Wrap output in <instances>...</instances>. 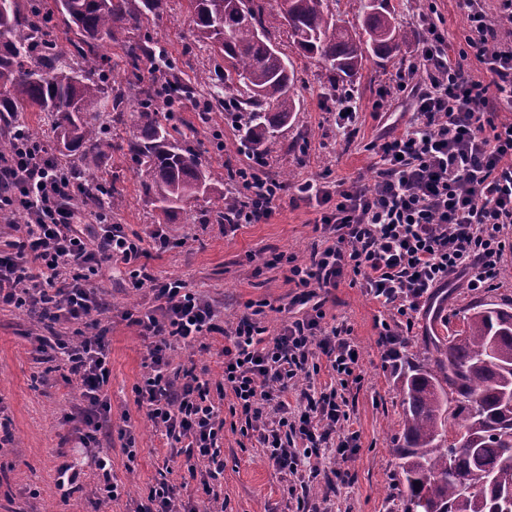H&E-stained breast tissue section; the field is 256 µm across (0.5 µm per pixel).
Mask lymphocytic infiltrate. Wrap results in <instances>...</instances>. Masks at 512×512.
I'll use <instances>...</instances> for the list:
<instances>
[{
  "label": "lymphocytic infiltrate",
  "instance_id": "f902f5d3",
  "mask_svg": "<svg viewBox=\"0 0 512 512\" xmlns=\"http://www.w3.org/2000/svg\"><path fill=\"white\" fill-rule=\"evenodd\" d=\"M490 12L486 0H459L465 17L464 46L451 52L436 22L421 17L422 38L410 64L379 90L406 92L417 75L426 86L415 93L412 119L405 130L374 148L380 175L374 186L314 179L293 183L265 176L256 166L234 174L241 191L235 215L224 230L271 217L288 193L329 204L315 224L322 243L299 263L270 254L265 263L288 266L294 284L289 307H302L278 330L264 324L265 305L255 302L224 337V376L217 386L233 403L222 411L210 397L208 380L193 370L173 373L169 352L193 350L200 336L215 328L217 310L179 279H158L140 266L148 250L166 251L173 242L163 227L128 237L120 225L76 202L69 173L49 155L44 141L13 131L15 146L0 155V213L21 210L20 240L0 249V306H41L52 323L85 324L105 302L88 285L87 272L120 264L133 286L150 285L157 308L127 312L151 344L145 372L134 392L136 402L170 447L179 448L191 478L206 493L224 473L219 440L225 414L238 416L242 434L255 437L280 474L287 476L291 512H320L311 494L318 478L342 482L344 470H330L328 452L348 459L359 436L349 427L344 390L356 381L360 355L349 332L323 327L320 290L349 280L392 312L381 324L382 358L397 361L401 330H412L413 315L450 279L479 294L497 286L512 241V42H503L504 24L512 25V0H498ZM475 59L480 76L463 69ZM38 350L61 361L65 380H77L81 406L69 415L75 441L89 452L98 475L95 489L118 499L112 458L98 446L97 434L111 411L104 389L109 381V345L104 333H80L77 339L36 336ZM332 382L316 388L321 371ZM134 512H212L179 499L165 483L150 489Z\"/></svg>",
  "mask_w": 512,
  "mask_h": 512
}]
</instances>
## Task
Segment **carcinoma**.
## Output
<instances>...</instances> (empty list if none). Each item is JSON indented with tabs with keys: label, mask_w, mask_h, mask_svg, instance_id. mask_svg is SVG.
Listing matches in <instances>:
<instances>
[{
	"label": "carcinoma",
	"mask_w": 512,
	"mask_h": 512,
	"mask_svg": "<svg viewBox=\"0 0 512 512\" xmlns=\"http://www.w3.org/2000/svg\"><path fill=\"white\" fill-rule=\"evenodd\" d=\"M8 0L0 12V121L18 107L43 112L57 142L80 153L71 169L86 202L113 204V184L92 168L112 149L108 118L127 110L129 97L112 85L115 70L136 91L138 134L127 154L144 193L168 220L207 187L193 151L175 136L170 113L157 111L163 94L191 97L206 90L214 104L229 97L239 111V132L269 149L297 111L291 93L294 67L269 37L288 28L299 54L325 64L331 81L350 77L374 55L391 59L402 36L387 0H358L359 26L337 23L331 0H189L193 36L210 47L213 72L185 76L159 41L141 34L143 22L165 13L167 0ZM60 13L70 48L46 38L47 21ZM117 44L119 61L104 53ZM158 75L145 80L142 64ZM425 350L399 361L403 414L398 448L404 512H500L512 496V300H474L464 309V330L431 336ZM466 438L458 450L454 436Z\"/></svg>",
	"instance_id": "obj_1"
}]
</instances>
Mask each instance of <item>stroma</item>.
Wrapping results in <instances>:
<instances>
[{
	"mask_svg": "<svg viewBox=\"0 0 512 512\" xmlns=\"http://www.w3.org/2000/svg\"><path fill=\"white\" fill-rule=\"evenodd\" d=\"M400 28L410 36L398 57L381 60L368 57L358 72L348 78L361 112L356 133L336 132V116L329 110L331 87L322 62L299 55L291 46L285 28L272 32L278 51L288 56L295 70L294 93L299 110L279 134V142L266 154V174L273 179L292 173L294 179L314 177L333 183L361 180L371 186L378 179L372 144L388 131H403L411 118L409 97L398 94L386 109L375 110L379 88L396 71L409 64L421 36L415 22L419 13L436 8L453 47L463 42L465 18L458 0H387ZM186 0H168L166 13L145 22L143 31L157 39L186 73L210 69L214 60L209 48L197 41L186 22ZM237 115L217 110L200 120L190 100H182L174 123L180 139L196 154L210 183L198 197L170 222H163L156 207L144 195L141 179L127 153L135 129L130 117L112 125V150L95 173L115 182L122 196L112 209L113 223L129 235L145 234L165 224L170 235L184 239L182 247L166 252L149 251L142 262L161 279L178 278L189 288L205 294L220 312L216 331L207 333L204 350H176L173 366L196 364L207 368L212 380L224 371V330L234 324L250 302L265 300L270 327H278L293 292L286 268L268 269L263 261L278 251L304 262L320 235L314 224L326 206L315 200L284 197L274 214L254 224L241 225L225 235L215 219L212 203L230 187L233 169L254 162L255 157L237 131ZM101 289L107 312L100 316L110 348L111 375L106 395L112 410L99 438L112 455V472L124 486L123 497L114 502L98 501L93 472H86L79 488L69 495L57 489L56 471L62 456H77L67 414L80 405L77 384L65 382L54 361L37 351L33 334L42 326L31 313L0 308V414L9 420L11 441L0 448V512H131L135 501L145 498L151 486L164 480L182 499L204 500L206 493L193 480L185 456L176 455L167 440L156 432L136 404L134 387L144 372L149 341L128 325L126 311L152 307L149 287H133L118 266L102 268L90 276ZM473 295L451 280L446 288L416 314L412 331L404 338V350L413 354L424 349L430 334L451 335L463 325V309ZM325 326H344L360 351L359 383L344 392L350 421L359 434V446L346 462L348 484L329 489L315 483L313 497L322 499L328 512H402L395 487L399 460L401 382L393 365L384 364L377 322L386 310L363 288L342 282L324 305ZM132 425L136 456L128 458L118 431ZM224 478L215 491L224 502V512H287L283 495L285 479L269 464L263 449L243 437L239 430L225 428L222 441Z\"/></svg>",
	"mask_w": 512,
	"mask_h": 512,
	"instance_id": "35a3bbf8",
	"label": "stroma"
}]
</instances>
